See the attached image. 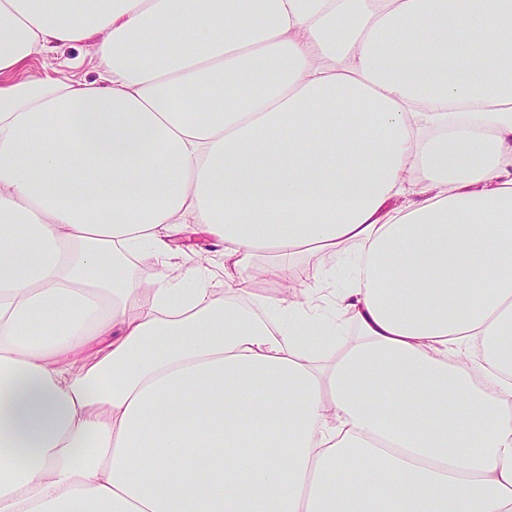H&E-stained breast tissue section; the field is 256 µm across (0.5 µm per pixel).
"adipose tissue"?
I'll return each mask as SVG.
<instances>
[{
  "mask_svg": "<svg viewBox=\"0 0 512 512\" xmlns=\"http://www.w3.org/2000/svg\"><path fill=\"white\" fill-rule=\"evenodd\" d=\"M0 512H512V0H0ZM95 65L96 57L92 41H85L76 46L59 48L46 57L33 61L27 69V75L39 77L44 73L45 67H53L65 76L91 80L97 76Z\"/></svg>",
  "mask_w": 512,
  "mask_h": 512,
  "instance_id": "ef3b65f1",
  "label": "adipose tissue"
}]
</instances>
